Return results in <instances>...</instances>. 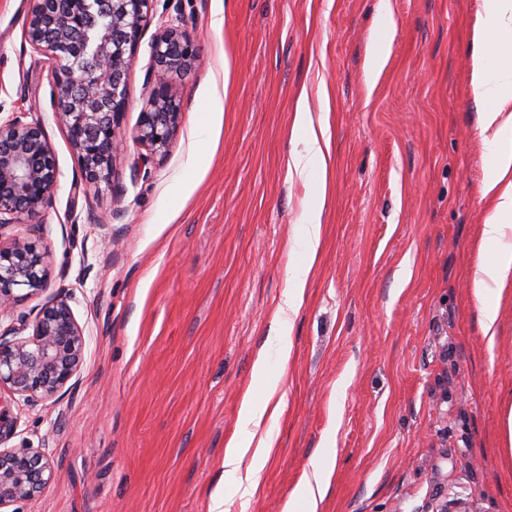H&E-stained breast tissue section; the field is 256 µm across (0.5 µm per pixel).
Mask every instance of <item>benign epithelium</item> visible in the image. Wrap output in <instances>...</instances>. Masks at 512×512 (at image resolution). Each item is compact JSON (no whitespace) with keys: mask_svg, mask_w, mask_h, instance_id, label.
I'll return each instance as SVG.
<instances>
[{"mask_svg":"<svg viewBox=\"0 0 512 512\" xmlns=\"http://www.w3.org/2000/svg\"><path fill=\"white\" fill-rule=\"evenodd\" d=\"M151 19V0H30L24 39L52 66L58 88L54 117L66 129L90 189L111 181L114 155L127 139L126 76ZM198 57L199 41L180 19L160 26L148 73L152 88L134 134L144 150L142 165L168 155L182 123L173 79L190 71ZM58 175L41 119L0 122V229L36 222ZM49 287L40 240L0 244L1 314L14 313ZM29 328L31 334L23 335ZM10 334L13 340L0 341V388L32 403L55 397L77 371L85 345L70 305L63 299L49 302L33 323L20 317ZM56 477L43 449H0V508L36 498Z\"/></svg>","mask_w":512,"mask_h":512,"instance_id":"7a95c632","label":"benign epithelium"}]
</instances>
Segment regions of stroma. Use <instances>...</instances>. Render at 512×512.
Wrapping results in <instances>:
<instances>
[{
	"label": "stroma",
	"mask_w": 512,
	"mask_h": 512,
	"mask_svg": "<svg viewBox=\"0 0 512 512\" xmlns=\"http://www.w3.org/2000/svg\"><path fill=\"white\" fill-rule=\"evenodd\" d=\"M390 17L376 18L381 2ZM478 0H153L127 78L126 128L149 93L156 25L200 42L175 83L183 119L163 163L117 152L112 183L86 189L46 58L23 37L29 0H0V119L41 118L59 176L38 219L51 285L85 336L67 391L33 405L0 390L5 448L47 449L58 473L0 512H283L319 452L335 461L317 512H425L447 489L471 512H512V277L495 342L469 269L487 202L470 85ZM390 52L375 80L377 34ZM329 94L327 202L316 266L282 359L271 321L304 257L309 185L297 96ZM284 401L244 500L222 467L242 398H263L259 350Z\"/></svg>",
	"instance_id": "stroma-1"
}]
</instances>
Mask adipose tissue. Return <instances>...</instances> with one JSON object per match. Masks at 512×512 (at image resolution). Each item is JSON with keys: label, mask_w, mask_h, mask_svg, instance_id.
Returning <instances> with one entry per match:
<instances>
[{"label": "adipose tissue", "mask_w": 512, "mask_h": 512, "mask_svg": "<svg viewBox=\"0 0 512 512\" xmlns=\"http://www.w3.org/2000/svg\"><path fill=\"white\" fill-rule=\"evenodd\" d=\"M477 21L472 34V68L469 82L481 104L478 139L491 164L482 181V195L488 200L483 215L478 260L471 272V290L479 312V322L485 336L495 334L500 307L496 301L502 295V285L512 275V146L504 139L512 132V0H478ZM294 131L303 135L304 148L292 153L288 173L309 178L312 172L320 177L314 187V201L304 217L305 257L292 270L275 318L278 331L273 342L282 357L292 351V316L296 314L310 272L317 258L322 236V216L327 200L328 126L315 119L309 105L308 91H301ZM268 402L245 395L240 406L237 429L228 440L224 452V470L234 474L242 470L244 457L252 464L238 489L242 496L255 492L271 445L256 436L267 411ZM329 454H320L313 464L311 476L303 477L285 506V512H296L305 505L307 512H316L328 490L325 473L332 467Z\"/></svg>", "instance_id": "obj_1"}]
</instances>
